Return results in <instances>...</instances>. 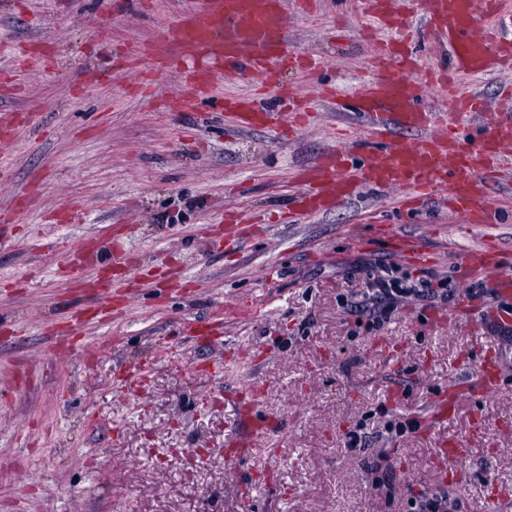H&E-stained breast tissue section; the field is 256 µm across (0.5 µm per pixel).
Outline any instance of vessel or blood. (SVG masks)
I'll list each match as a JSON object with an SVG mask.
<instances>
[{
  "label": "vessel or blood",
  "mask_w": 512,
  "mask_h": 512,
  "mask_svg": "<svg viewBox=\"0 0 512 512\" xmlns=\"http://www.w3.org/2000/svg\"><path fill=\"white\" fill-rule=\"evenodd\" d=\"M372 2L357 0L365 19L360 32L366 41H375L380 25L397 29L408 26L403 13L373 11ZM501 7V0H424V29L452 52L453 64L446 71L421 69L416 53L392 42L380 44L371 59L378 78L356 94V108L369 120L368 137L379 143L380 149L360 162L354 161L344 145L329 150L304 173L306 189L296 198L297 213L326 211L363 185L381 193L398 191V200L404 206L440 201L466 223L485 230L498 227L499 212L488 198L492 188L502 182L500 157L504 147L512 145V113H498L476 149L465 146L454 116L483 107L477 94L459 93L461 77L512 69V22L502 17ZM315 9L313 0H203L202 8L183 13L181 25L168 44L151 49L154 67L165 68L173 47L204 61L203 70L186 76L193 91L186 101L190 110L217 72L249 76L265 72L270 64L314 70L318 61L291 48L284 17L290 12L307 17ZM416 72L421 75L422 85L445 92L447 110L421 106L406 83L408 75ZM224 109L247 127L254 123L262 103L257 97L229 95L224 99ZM394 125L413 131L415 140L407 145L387 142L388 131ZM457 275L466 288L473 282H484L495 299L512 294V266L485 246L462 254ZM493 326L512 327V310L496 303L484 306L478 328L485 333ZM500 374V366L479 361L473 368L474 391L488 396ZM239 424L240 432L232 445L243 456L259 429L245 410L239 414Z\"/></svg>",
  "instance_id": "b4317fda"
}]
</instances>
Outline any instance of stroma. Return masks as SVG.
<instances>
[{
    "mask_svg": "<svg viewBox=\"0 0 512 512\" xmlns=\"http://www.w3.org/2000/svg\"><path fill=\"white\" fill-rule=\"evenodd\" d=\"M194 2L0 0V135L14 140L0 155V512H242L246 497L253 512H412L427 490L452 512H512V342L480 336L454 273L484 242L512 263V190L490 196V237L369 188L289 222L298 172L337 127L366 125L323 91L371 81L373 48L348 0H320L316 22H285L322 68L217 79L192 118L175 104L200 60L156 74L136 52ZM283 89L309 102L308 125L292 128ZM258 92L275 122L239 129L225 94ZM229 209L262 221L229 227ZM395 233L423 254L394 258ZM78 243L102 250L73 270ZM380 260L445 301L357 319ZM481 357L503 367L490 400L431 421ZM142 364V389L121 390ZM251 390L271 428L224 465ZM352 433L364 448H345ZM444 440L467 444L458 470L436 455Z\"/></svg>",
    "mask_w": 512,
    "mask_h": 512,
    "instance_id": "35a3bbf8",
    "label": "stroma"
}]
</instances>
